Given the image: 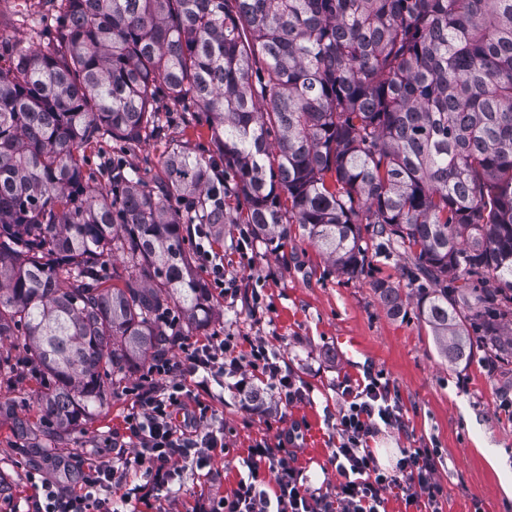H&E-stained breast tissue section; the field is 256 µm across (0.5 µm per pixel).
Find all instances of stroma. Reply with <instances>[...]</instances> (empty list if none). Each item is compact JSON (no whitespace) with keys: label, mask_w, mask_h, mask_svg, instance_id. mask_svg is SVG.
Returning a JSON list of instances; mask_svg holds the SVG:
<instances>
[{"label":"stroma","mask_w":512,"mask_h":512,"mask_svg":"<svg viewBox=\"0 0 512 512\" xmlns=\"http://www.w3.org/2000/svg\"><path fill=\"white\" fill-rule=\"evenodd\" d=\"M38 16L37 0H0V35L26 49H47L48 39L31 35V22ZM157 101L168 114V137L147 140L126 154L113 141L87 148V191L103 186L99 170L119 154L152 182L163 175L170 144L187 140L197 151L211 150L210 134L196 120L192 101L174 102L162 93ZM362 236L368 266L351 280L332 268L300 231H293L279 257L259 241L240 250L239 225H225L224 243L215 252L232 287L212 289L208 325L193 338L232 337L239 357L247 355L255 338H265L302 397L274 411L272 392L255 380L251 386L263 402L255 409L245 405L232 379L210 382L200 398L210 408L208 426L224 431V452L215 453L209 470L183 467L173 497L152 498L140 512H162L170 504L177 512H202L213 500L231 495L240 461L255 442L277 446L293 428L297 439L286 447L293 465L311 487L329 489L336 482L332 450L338 443L339 386L378 372L400 401L405 429L381 430L370 447L439 449L437 478L446 494L445 512H512V372L491 369L478 355L467 363L449 364L417 316L418 289L407 278L409 262L402 248L367 230ZM377 280L399 288L404 314L389 313L373 288ZM339 336L360 340L366 353L362 363H350L337 350ZM140 380V373L131 374L124 389L88 417L73 441L50 453L18 448L9 422L0 419V482L11 488L8 499L0 498V512H30L37 496L30 474L73 491L80 487L81 469L131 453L134 440L124 418L136 401Z\"/></svg>","instance_id":"obj_1"}]
</instances>
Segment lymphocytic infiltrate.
I'll use <instances>...</instances> for the list:
<instances>
[{
  "label": "lymphocytic infiltrate",
  "mask_w": 512,
  "mask_h": 512,
  "mask_svg": "<svg viewBox=\"0 0 512 512\" xmlns=\"http://www.w3.org/2000/svg\"><path fill=\"white\" fill-rule=\"evenodd\" d=\"M231 338L213 337L187 342L177 362L152 364L143 379L138 403L126 417L135 439L134 451L122 464L106 461L81 473V491L60 494L41 483L42 498L37 512H113L112 501L134 508L154 492L168 488L173 460L182 459L196 468L209 465L217 448L223 447L221 432L203 427L206 406L187 409L183 401L185 378L206 389L211 379L240 376L243 369L264 377L276 389L278 406L300 399L301 391L290 376L281 372L264 340L252 343L246 358L233 357ZM343 405L336 430L339 443L333 450L336 486L320 493L301 483L286 449L257 442L244 462L246 471L229 496L213 501L209 512H386L389 496L404 501L413 512H442L444 488L437 480L438 453L431 448H405L395 466L382 468L369 446L381 428L404 429L402 409L388 384L371 378L345 385ZM146 470L145 483H130L131 466ZM274 481V492H266V481ZM118 499H111V490Z\"/></svg>",
  "instance_id": "obj_1"
}]
</instances>
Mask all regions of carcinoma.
<instances>
[{
  "label": "carcinoma",
  "instance_id": "1",
  "mask_svg": "<svg viewBox=\"0 0 512 512\" xmlns=\"http://www.w3.org/2000/svg\"><path fill=\"white\" fill-rule=\"evenodd\" d=\"M47 51L0 37V336H24L15 440L54 445L209 293L183 235L226 224L284 248L292 225L349 279L361 225L403 249L418 317L448 362L512 364V0H40ZM193 100L214 150L172 148L152 186L121 164L88 193L85 150ZM237 207L226 205L227 179ZM388 310L399 289L373 283ZM20 372H23L24 377L18 383L12 386H7L6 384H2L0 387V401H4L6 399L14 400L17 402H26L27 404L32 402L30 397L34 390L38 388V385L34 378H31L30 375L27 374V371L24 367L19 368Z\"/></svg>",
  "mask_w": 512,
  "mask_h": 512
}]
</instances>
